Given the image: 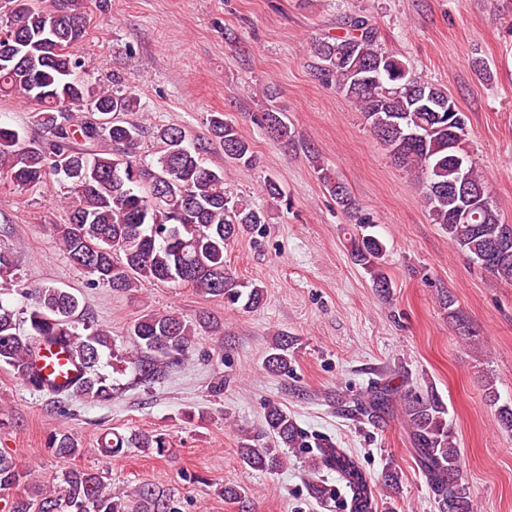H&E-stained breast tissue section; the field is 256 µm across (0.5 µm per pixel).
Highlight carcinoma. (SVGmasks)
Instances as JSON below:
<instances>
[{"mask_svg":"<svg viewBox=\"0 0 512 512\" xmlns=\"http://www.w3.org/2000/svg\"><path fill=\"white\" fill-rule=\"evenodd\" d=\"M13 7L0 24V96L18 97L36 106L33 122L50 134L45 146L25 145L18 131L0 125V179L21 193L57 183L66 189L68 207L63 224L52 225L68 260L91 277V284L122 293L147 284H188L203 294L220 297L249 312L259 308L264 289L242 283L224 263V250L240 236L262 234L267 212L235 198L224 187V170L204 165L201 155L212 146L224 162L243 167L256 163L251 143L235 126L214 112L207 117L206 141L188 138L185 129L168 126L156 132L162 144L152 164L137 147L145 130L114 118L105 124L96 114L132 111L136 97L120 77L112 89H96L79 77L86 60L75 52L87 34L85 0H9ZM343 36H318L310 51L320 62L322 80L336 85L364 116L394 161L421 179L429 216L456 248L466 252L492 276L512 282V230L502 223L487 179L474 164L467 170V200L448 197L457 172L448 160V113L432 112L413 87L425 88L434 104H448V92L406 69V63L385 51L377 29L363 17L346 22ZM267 128L278 139L288 126L275 112L264 113ZM323 185L341 209L355 219L359 231L350 237L355 264L380 292L391 288L383 270L386 247L364 230L373 223L360 214L349 188L329 169L317 167ZM469 208L467 222L457 220L459 206ZM29 332L20 335L13 311L0 303V364L10 366L29 388L43 391L42 379L30 362L38 343L63 345L77 363L80 376L71 388L50 393L56 402L79 396L112 400L113 387L98 371L102 353L112 350V335L91 319L85 303L71 288L43 285L35 289L28 317ZM197 325L173 313H150L127 330L133 364L142 380L158 377L163 366L187 357ZM294 340L278 335L270 344L265 368L289 372ZM397 392L373 391L360 402L364 417L387 409ZM448 408L435 393L403 399L415 458L437 496L440 512H475L469 489L460 477V455L448 425ZM298 429L288 412L268 405L264 427L245 435L240 460L258 471L284 467L282 449L299 445ZM160 435L134 433L121 438L123 447L163 448ZM49 447L60 457L80 453L68 433H53ZM316 459L336 472L351 494L350 512H376L370 481L358 460L344 448L322 440ZM26 474L12 458L0 454V498L10 496ZM64 495L37 492L12 499L10 512H129V500L112 492L99 472L67 470L59 476ZM137 512H176L170 497L148 486L133 491Z\"/></svg>","mask_w":512,"mask_h":512,"instance_id":"1","label":"carcinoma"}]
</instances>
